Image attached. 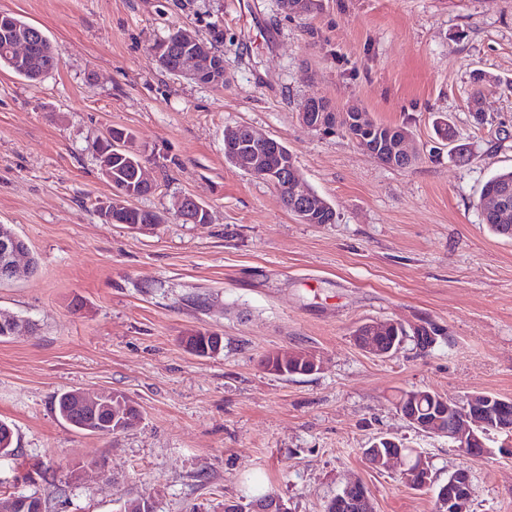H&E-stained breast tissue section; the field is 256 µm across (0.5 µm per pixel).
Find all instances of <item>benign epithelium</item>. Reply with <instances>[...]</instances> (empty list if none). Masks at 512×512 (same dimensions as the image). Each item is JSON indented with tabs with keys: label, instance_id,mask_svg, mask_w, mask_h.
I'll return each instance as SVG.
<instances>
[{
	"label": "benign epithelium",
	"instance_id": "benign-epithelium-1",
	"mask_svg": "<svg viewBox=\"0 0 512 512\" xmlns=\"http://www.w3.org/2000/svg\"><path fill=\"white\" fill-rule=\"evenodd\" d=\"M178 41L183 45L184 50L178 57L174 73L186 75L195 81L205 82L214 87L224 85L228 75L224 70V61L221 56L182 29L178 30ZM33 51L34 45L30 37L20 34L10 41L7 56L14 61L24 63L30 59ZM300 119L306 127L323 133L337 130L339 121H344L346 136L350 137L362 151L383 163L387 162V157L395 153L412 155L408 149L409 137L407 136L389 144L381 137L375 138L370 135L372 121L363 112L344 113L338 118L325 101L311 98L307 102L306 110L301 113ZM224 144L236 157L245 173L276 187L280 186L283 179L282 170L269 166L267 151L269 139L251 135L249 149L244 153L237 130L234 129L224 133ZM290 193L296 204L295 215L300 223H315L321 203L315 200L314 195L298 178L291 180ZM129 200L130 197L123 194L111 195L101 200L98 204L100 218L108 224L116 222L119 214L129 207ZM172 210L175 217L185 223L196 224L201 219L207 223L211 221L209 208L190 195L177 198ZM23 265H31L24 240L18 235L0 237V279L16 278ZM399 326L400 323L395 321L373 322L368 335L359 336L356 341L381 355H387L394 348L402 347L408 339L414 341L419 348L425 344L426 337L418 335L421 325H413L416 335L410 338L397 335ZM387 340L390 341L388 348H381L382 343ZM76 396L80 405L92 414L90 423L94 424L96 418H101L104 432L108 435L122 432L138 422V419L130 415L131 403L118 393L112 391L89 393L78 390ZM432 402L437 404L439 409L448 412L447 427L435 429L428 419L419 416L417 412H406L401 409L399 414L418 432L448 438V443L464 455L480 458L496 450L502 454L512 455V403L486 393L468 394L458 399L438 395L432 397ZM491 440L498 443V449L495 450L489 445ZM372 447L394 449V453L389 458L388 470L397 471L404 483L418 490L431 487L428 480L430 466L425 456L420 454L415 461H409L400 449L397 439L389 436L376 438ZM355 486L361 490V512H372L369 493L361 483L346 482L338 499L347 497ZM473 492L470 473L466 470L454 472L448 479V483L443 485L436 495L438 512H464L472 500Z\"/></svg>",
	"mask_w": 512,
	"mask_h": 512
}]
</instances>
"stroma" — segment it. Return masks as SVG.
I'll return each mask as SVG.
<instances>
[{
    "label": "stroma",
    "instance_id": "1",
    "mask_svg": "<svg viewBox=\"0 0 512 512\" xmlns=\"http://www.w3.org/2000/svg\"><path fill=\"white\" fill-rule=\"evenodd\" d=\"M0 12L40 28L60 57L36 81L0 68V224L39 260L0 286V311L33 325L0 339V419L16 432L0 498L224 512L258 485L289 512H324L352 477L375 512H437L433 492L366 461L388 435L439 482L468 470L470 512H512V457L464 456L396 410L409 389L512 399V239L479 207L490 176L512 168V0H322L306 18L278 0H0ZM177 28L212 43L224 86L155 62L152 44ZM478 70L490 83H474ZM313 97L407 127L418 160L390 167L306 127ZM442 119L452 143L435 134ZM238 125L288 147L334 223H300L273 185L226 163L224 130ZM115 128L154 175L133 201L167 214L151 231L97 215L112 193L98 147ZM185 194L210 223L169 217ZM380 320L447 335L382 359L352 336ZM197 331L222 349L191 353ZM285 350L314 354L319 370L267 371L263 358ZM72 389L124 393L141 420L78 432L54 410Z\"/></svg>",
    "mask_w": 512,
    "mask_h": 512
}]
</instances>
